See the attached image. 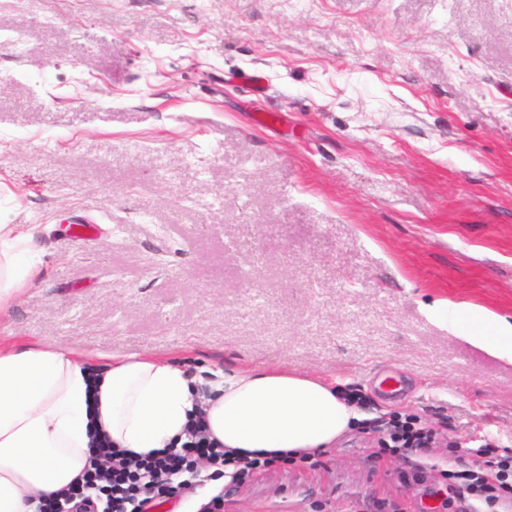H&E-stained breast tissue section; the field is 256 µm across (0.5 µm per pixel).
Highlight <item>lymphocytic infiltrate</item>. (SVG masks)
<instances>
[{"mask_svg":"<svg viewBox=\"0 0 512 512\" xmlns=\"http://www.w3.org/2000/svg\"><path fill=\"white\" fill-rule=\"evenodd\" d=\"M191 426L190 439L180 448H165L143 457L127 456L104 442L95 448L94 458L117 459L122 464L101 484L112 498L113 512H146L148 503L142 498L145 488L171 493L176 479L202 460L233 466V478L240 483L254 473L285 469L297 461L289 456L244 461L209 440L200 420H193ZM389 426L386 437L378 441L376 457L406 459L408 468L402 479L407 483L423 484L428 471L440 470L447 482L442 512H512V450L487 443L471 449V458L466 461L457 446L441 447L438 432L422 425L416 416L392 414Z\"/></svg>","mask_w":512,"mask_h":512,"instance_id":"obj_1","label":"lymphocytic infiltrate"}]
</instances>
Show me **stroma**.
<instances>
[{"label": "stroma", "instance_id": "35a3bbf8", "mask_svg": "<svg viewBox=\"0 0 512 512\" xmlns=\"http://www.w3.org/2000/svg\"><path fill=\"white\" fill-rule=\"evenodd\" d=\"M0 224L41 259L1 338L366 395L322 466L186 473L181 512H428L393 412L512 449V361L441 312L512 322V0H5Z\"/></svg>", "mask_w": 512, "mask_h": 512}]
</instances>
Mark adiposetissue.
I'll use <instances>...</instances> for the list:
<instances>
[{
	"instance_id": "1",
	"label": "adipose tissue",
	"mask_w": 512,
	"mask_h": 512,
	"mask_svg": "<svg viewBox=\"0 0 512 512\" xmlns=\"http://www.w3.org/2000/svg\"><path fill=\"white\" fill-rule=\"evenodd\" d=\"M33 238L0 224V317L34 278ZM448 319L467 341L512 361V323L456 307ZM199 410L211 438L249 459L333 447L365 418L335 383L284 366L192 376L151 352L0 344V512H36L41 496L81 479L98 437L134 454L179 446Z\"/></svg>"
}]
</instances>
